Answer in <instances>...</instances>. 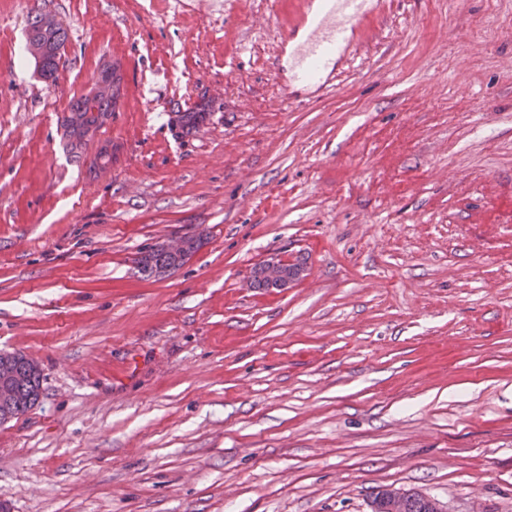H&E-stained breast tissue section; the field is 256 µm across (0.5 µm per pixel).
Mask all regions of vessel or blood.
<instances>
[{"label":"vessel or blood","mask_w":512,"mask_h":512,"mask_svg":"<svg viewBox=\"0 0 512 512\" xmlns=\"http://www.w3.org/2000/svg\"><path fill=\"white\" fill-rule=\"evenodd\" d=\"M390 0H296L281 25L279 50L288 53L289 88L283 100H293V87L324 93L367 41L377 37Z\"/></svg>","instance_id":"vessel-or-blood-1"}]
</instances>
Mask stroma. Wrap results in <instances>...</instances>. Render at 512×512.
<instances>
[{"instance_id":"1","label":"stroma","mask_w":512,"mask_h":512,"mask_svg":"<svg viewBox=\"0 0 512 512\" xmlns=\"http://www.w3.org/2000/svg\"><path fill=\"white\" fill-rule=\"evenodd\" d=\"M291 2L0 0V353L41 370L0 423L11 512H370L386 486L512 512V0H394L289 105ZM111 64L124 95L70 149ZM174 234L202 245L145 277ZM282 252L303 277L251 287ZM27 35L45 41V53L43 43L37 39H28L26 49L29 55L36 58H40L44 53L38 62L35 61L36 66L45 79L55 80L68 40L67 29L58 21L53 27L45 28L44 14L36 13L29 22ZM138 263L141 270L149 275H161L182 265L181 262L177 263L176 258L161 245L143 252Z\"/></svg>"}]
</instances>
